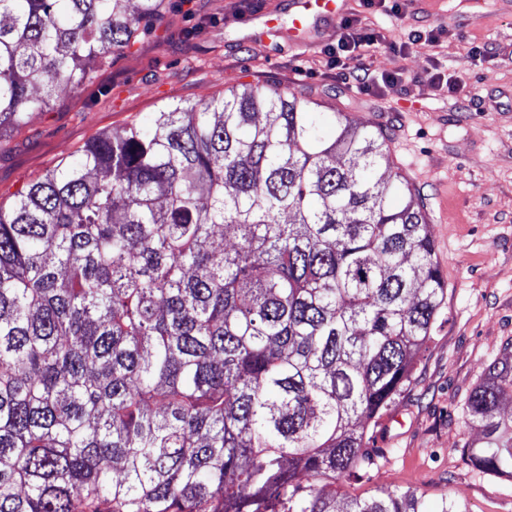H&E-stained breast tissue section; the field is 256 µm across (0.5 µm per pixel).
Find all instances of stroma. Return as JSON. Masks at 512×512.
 <instances>
[{
  "label": "stroma",
  "mask_w": 512,
  "mask_h": 512,
  "mask_svg": "<svg viewBox=\"0 0 512 512\" xmlns=\"http://www.w3.org/2000/svg\"><path fill=\"white\" fill-rule=\"evenodd\" d=\"M289 2L165 0L135 44L0 141V207L99 134L242 84H274L380 129L391 166L426 208L447 292L410 384L374 428L372 478L346 490H411L430 508L446 495L469 512H512V478L480 473L460 453L478 436L461 420L467 396L491 362L512 357V0H400L397 17L347 0L346 16L382 43L340 70L324 53L338 22L312 16L292 43ZM413 28L441 35L400 49ZM362 65L400 79L359 90L347 73ZM437 73L459 90L432 86Z\"/></svg>",
  "instance_id": "1"
}]
</instances>
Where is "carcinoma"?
<instances>
[{"label":"carcinoma","mask_w":512,"mask_h":512,"mask_svg":"<svg viewBox=\"0 0 512 512\" xmlns=\"http://www.w3.org/2000/svg\"><path fill=\"white\" fill-rule=\"evenodd\" d=\"M164 0H0V140ZM382 132L244 87L103 133L0 208V512H427L354 497L445 282ZM512 361L470 394L512 476Z\"/></svg>","instance_id":"1"}]
</instances>
